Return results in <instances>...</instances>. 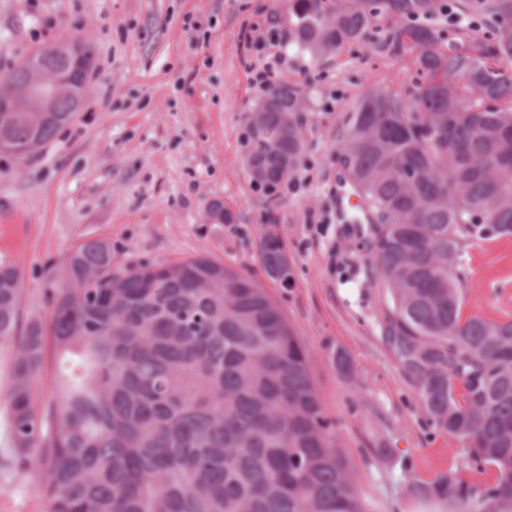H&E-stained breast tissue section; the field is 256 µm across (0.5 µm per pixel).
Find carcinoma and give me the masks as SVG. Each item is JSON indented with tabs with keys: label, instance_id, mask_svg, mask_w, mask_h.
Masks as SVG:
<instances>
[{
	"label": "carcinoma",
	"instance_id": "1",
	"mask_svg": "<svg viewBox=\"0 0 512 512\" xmlns=\"http://www.w3.org/2000/svg\"><path fill=\"white\" fill-rule=\"evenodd\" d=\"M492 33L441 48L400 25L394 49L423 80L371 88L336 148L367 212L371 285L388 347L421 413L466 449L471 479L411 485L445 512H512V316L462 317L461 245L512 237V0H482ZM382 0H288V41L317 58L362 46ZM0 122V152L21 159L76 117ZM305 85L283 80L259 104L254 180H285L307 148ZM282 238L265 232L261 269L292 284ZM112 242L61 261L50 324L21 320L19 273L0 264V343L16 342L0 467L46 473L48 512H367L326 416L306 349L266 289L205 256L115 264ZM62 359L33 399L46 350Z\"/></svg>",
	"mask_w": 512,
	"mask_h": 512
}]
</instances>
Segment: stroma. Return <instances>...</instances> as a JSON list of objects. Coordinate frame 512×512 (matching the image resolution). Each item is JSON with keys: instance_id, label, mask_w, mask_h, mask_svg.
<instances>
[{"instance_id": "stroma-1", "label": "stroma", "mask_w": 512, "mask_h": 512, "mask_svg": "<svg viewBox=\"0 0 512 512\" xmlns=\"http://www.w3.org/2000/svg\"><path fill=\"white\" fill-rule=\"evenodd\" d=\"M378 14L363 46L311 58L289 42L286 80L304 84L308 149L276 199L247 167L252 71L263 53L245 34L287 30L288 0H0V74L59 42L94 48L86 104L72 125L23 159L0 153V263L20 274V315L50 319L43 271L81 242L110 240L126 264L203 255L265 288L295 326L334 433L370 512H429L411 483L470 478L453 447L417 409L416 392L382 337L370 286L361 207L335 148L369 85L413 88L411 56L388 41L394 23L451 39L441 0ZM196 21L186 29L185 18ZM233 216L207 217L213 202ZM273 229L293 273L284 289L263 273L258 242ZM464 314L512 313V239L467 243ZM345 355L349 371L336 365ZM43 477L0 468V512H47Z\"/></svg>"}]
</instances>
